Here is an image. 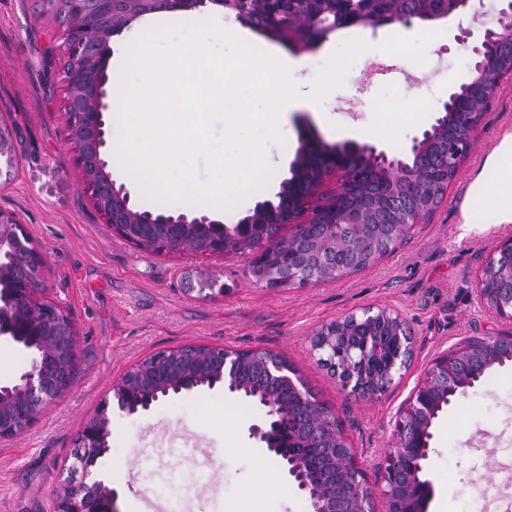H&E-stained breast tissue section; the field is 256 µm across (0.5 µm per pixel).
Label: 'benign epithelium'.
I'll return each mask as SVG.
<instances>
[{"mask_svg": "<svg viewBox=\"0 0 512 512\" xmlns=\"http://www.w3.org/2000/svg\"><path fill=\"white\" fill-rule=\"evenodd\" d=\"M224 5V0H137L138 7L119 11V0H66V15L83 20V52L101 57L110 54V37L99 32L109 21L111 29H122L134 15L164 10L199 8L207 3ZM271 13L286 18L288 40L307 49L323 39L333 24L322 21L318 10L323 0H306V11L287 13L282 5L288 0H268ZM491 25L484 28L472 47L475 55L470 71V93L460 98L448 94L445 105L455 126L475 133L499 80L496 57L512 59V0H500ZM106 75L92 76L74 69L64 75L68 138L76 143L74 152L84 181L90 190L95 210L113 233L144 249L177 253L194 251L205 255H222L229 238L253 233V223L264 215V205L255 208L256 216L241 220L228 229L206 216L188 218L184 214L141 211L132 203L129 192L108 171L104 160L107 145L105 114L107 103ZM443 126L424 131L412 139L406 158H388L370 145L348 141L321 143L323 156L332 164L330 172L342 179V189L356 188L361 176L349 161L363 157L367 171L378 174L387 191L378 195L373 209L383 215L386 207H396L398 193L417 195L423 182L417 169L420 158ZM12 131L0 121V177L10 175L14 167V149L10 147ZM472 140L448 141V162L457 160L470 149ZM306 224L324 231L317 237L297 240L286 255L266 242L260 243L251 258L252 279L265 288L305 286L315 279L323 266L334 265L358 251L336 231V221L321 210H308ZM346 223L363 228L360 244L369 241L367 220L359 208L345 209ZM45 258L33 246L32 238L13 212L0 209V333L32 349L29 367L11 385L0 386V440L7 441L30 428L56 402L71 384V364L76 359L77 328L70 314L47 297L44 284ZM209 291L211 297L224 296V284L208 273L201 274L189 290ZM479 291L501 316L512 320V238L502 241L490 255L479 276ZM396 314L386 308L365 312L354 319L355 328L343 336L344 373L339 377L342 390L362 393L363 379L385 352L386 339L393 335L391 319ZM335 323L322 326L312 339V348L336 352ZM414 352L413 339L398 340V352L388 371L407 365L402 351ZM216 368L207 375L187 370L190 360L160 351L128 369L112 386L118 408L128 416L150 411L163 397L190 392L198 387L224 388L230 394H245L265 409L266 421L251 427V435L266 444L267 450L287 465V474L297 489L310 501L312 512H374V490L356 466L353 449L346 439L327 442L323 434L335 429L336 416L322 408L307 391L302 379L284 361L264 359V374L288 391L302 411L305 432L296 439L284 417L283 402L262 386L244 379L245 365L238 351L211 348ZM491 364L503 357L512 360V332L484 338L445 352L430 361L421 381L396 415L395 438L383 462L385 485L380 490L384 512H425L431 489L421 479L430 456V443L414 440L417 427L432 428L438 417L437 398L450 402L468 394L479 381V371L469 372L460 364L462 354ZM112 424V405L106 398L84 422L78 433L72 456L75 465L70 476L53 493L52 512H118L117 492L102 481L85 482L87 467L106 453ZM82 472V480L73 478Z\"/></svg>", "mask_w": 512, "mask_h": 512, "instance_id": "benign-epithelium-1", "label": "benign epithelium"}]
</instances>
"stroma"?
I'll list each match as a JSON object with an SVG mask.
<instances>
[{"label": "stroma", "instance_id": "1", "mask_svg": "<svg viewBox=\"0 0 512 512\" xmlns=\"http://www.w3.org/2000/svg\"><path fill=\"white\" fill-rule=\"evenodd\" d=\"M497 6L498 0H474L424 34L412 24L348 30L327 52L318 44L303 51L282 42L290 55L309 58L296 75L304 97L290 106L279 133L264 140L268 176L240 190L220 222L236 224L258 203L275 200L303 140L354 141L391 158L403 156L468 76L470 47L456 42V34L479 28ZM152 21L145 16L121 34L112 56L127 68H109V77L134 80L141 42L167 32ZM59 35L53 23L35 19L29 0H0V115L16 131L15 168L0 182V208L25 225L45 257L48 297L69 311L78 329L77 370L62 400L30 429L0 442V512H51L53 491L69 475L77 434L100 400L111 397L113 383L156 352L190 345L265 349L283 358L336 413L357 467L371 488L381 489L394 417L428 362L471 337L512 331V321L477 290L489 255L512 237V223L469 205L476 177L493 182L500 175L490 158L512 133V77L500 79L440 206L394 251L336 280L271 290L249 275V256L157 254L113 235L91 205L68 140L62 77L56 70L42 75L44 50ZM425 39L431 44L426 53L419 49ZM386 43L414 47L413 60L400 63L389 79L370 82L361 111H349L350 78L379 63ZM392 97L407 98L417 111L395 118L389 134L376 105ZM112 174L138 208L195 217L180 194L144 191L131 172L117 167ZM199 270L219 275L223 297L187 292ZM380 307L411 327L413 357L382 393L343 391L312 350L311 337L322 325ZM490 378L433 424L426 512H512V364L494 367ZM225 402L223 390L204 388L163 398L142 416L114 412L109 449L91 466V478L117 490L118 512H311L293 485L284 495L250 497L260 472L280 478L283 468L250 433L264 421L262 409L234 396L237 412L228 430Z\"/></svg>", "mask_w": 512, "mask_h": 512}]
</instances>
